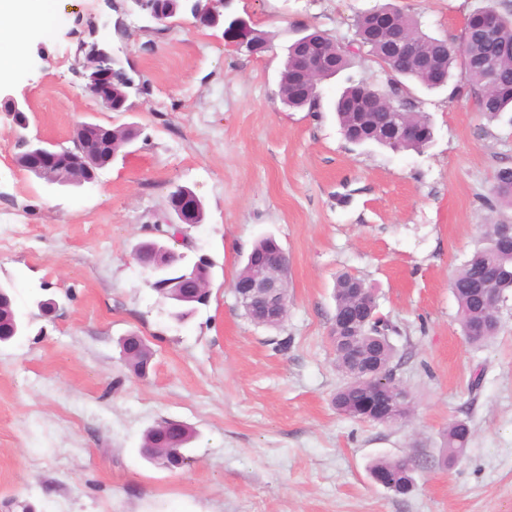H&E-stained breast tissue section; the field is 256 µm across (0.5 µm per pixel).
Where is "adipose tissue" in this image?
<instances>
[{"instance_id":"adipose-tissue-1","label":"adipose tissue","mask_w":512,"mask_h":512,"mask_svg":"<svg viewBox=\"0 0 512 512\" xmlns=\"http://www.w3.org/2000/svg\"><path fill=\"white\" fill-rule=\"evenodd\" d=\"M62 0H0V81L13 77L25 58L28 25L50 30Z\"/></svg>"}]
</instances>
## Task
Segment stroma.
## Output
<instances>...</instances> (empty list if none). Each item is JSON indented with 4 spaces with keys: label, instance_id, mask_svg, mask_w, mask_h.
I'll return each mask as SVG.
<instances>
[{
    "label": "stroma",
    "instance_id": "obj_1",
    "mask_svg": "<svg viewBox=\"0 0 512 512\" xmlns=\"http://www.w3.org/2000/svg\"><path fill=\"white\" fill-rule=\"evenodd\" d=\"M385 1L452 44L478 9L512 18V0H231L229 14L272 39L257 56L188 14L159 29L134 0H63L48 35L28 28L5 83L29 102L28 124L0 117V282L30 324L0 345V512H512V299L497 337L474 347L450 288L483 225L512 224L511 206L488 204L496 170L512 165V114L485 118L456 75L438 89L410 82L433 129L426 148L347 142L331 103L353 81L385 88L354 43L357 17ZM305 28L355 46L350 67L320 84L317 112L277 95L285 48ZM94 34L148 81L128 111L81 92L78 48ZM84 121L139 130L97 182L49 184L17 165L22 138L66 146ZM174 183L205 211L185 252L214 263L208 304L182 321L133 258L153 225L174 221ZM266 235L289 261L277 331L251 322L232 289ZM345 272L395 328L412 396L398 424L333 405L332 292ZM43 294L60 299L56 316H41ZM132 333L154 352L143 377L121 358ZM164 418L196 432L175 473L140 453ZM458 419L473 435L447 466L443 434ZM406 455L418 462L412 493L372 482L374 459Z\"/></svg>",
    "mask_w": 512,
    "mask_h": 512
}]
</instances>
